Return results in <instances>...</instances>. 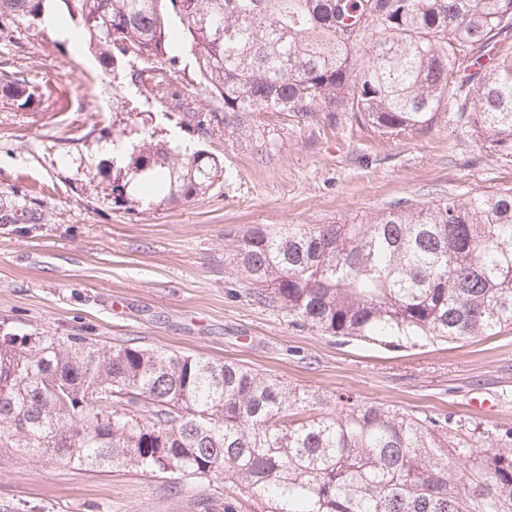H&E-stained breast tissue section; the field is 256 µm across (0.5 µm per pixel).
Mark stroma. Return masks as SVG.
<instances>
[{
    "mask_svg": "<svg viewBox=\"0 0 512 512\" xmlns=\"http://www.w3.org/2000/svg\"><path fill=\"white\" fill-rule=\"evenodd\" d=\"M40 16L0 18V71L36 77L29 102L0 90V336H76L236 361L281 377L332 412L379 404L448 416L512 447V326L417 344L337 338L254 302L230 246L257 224H333L398 200L464 199L512 187V154L489 148L454 107L432 129L387 136L340 112L334 125L269 112L270 161L251 139L199 138L172 121L213 105L189 52L170 68L175 101L102 67L77 31ZM219 157L225 175L191 201L128 211L107 194L115 133L144 128ZM251 512L223 476L186 482L128 469H78L0 449V512Z\"/></svg>",
    "mask_w": 512,
    "mask_h": 512,
    "instance_id": "1",
    "label": "stroma"
}]
</instances>
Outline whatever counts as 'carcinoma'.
Instances as JSON below:
<instances>
[{
  "label": "carcinoma",
  "instance_id": "obj_1",
  "mask_svg": "<svg viewBox=\"0 0 512 512\" xmlns=\"http://www.w3.org/2000/svg\"><path fill=\"white\" fill-rule=\"evenodd\" d=\"M105 66L161 101L184 49L216 102L177 113L206 138L250 137L270 156L277 129L250 119L351 112L383 135L429 130L448 103L512 154V0H60ZM40 0H0V16ZM181 19L172 31L169 13ZM470 63L461 94L456 80ZM0 82L31 98L36 85ZM113 205L133 194L189 201L224 176L204 150L180 156L144 130L125 146ZM232 252L252 297L330 335L416 343L512 326V188L360 221L249 228ZM318 400L235 362L84 338L0 336V448L77 468L129 467L184 479L222 475L256 512H512V450L451 418Z\"/></svg>",
  "mask_w": 512,
  "mask_h": 512
}]
</instances>
